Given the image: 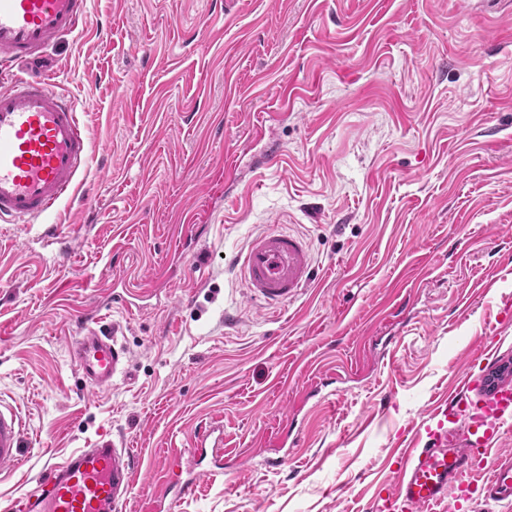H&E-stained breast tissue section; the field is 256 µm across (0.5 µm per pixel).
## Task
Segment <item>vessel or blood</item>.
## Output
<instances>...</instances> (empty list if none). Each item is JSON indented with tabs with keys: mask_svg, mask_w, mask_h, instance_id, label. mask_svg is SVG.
<instances>
[{
	"mask_svg": "<svg viewBox=\"0 0 512 512\" xmlns=\"http://www.w3.org/2000/svg\"><path fill=\"white\" fill-rule=\"evenodd\" d=\"M90 0H0V62L38 60L63 35L76 32ZM94 145L75 108L47 78H17L0 89V220L31 224L86 183ZM240 275L252 299L278 308L311 283L312 252L305 236L266 231L239 255ZM68 357L86 384L100 391L126 372L128 348L90 323L70 337ZM472 381L430 411L429 442L410 440L395 479L381 487L373 512H435L453 502L468 512L478 502H512V450L504 448L512 421V383L471 398ZM22 424L14 408L0 404V465L21 459ZM499 449L494 464L485 456ZM224 450V427L196 428L187 447L169 451L168 475L177 489L168 505L193 497L197 479L186 478L206 451ZM137 477L125 443L80 448L47 462L34 490L12 501L11 512H123Z\"/></svg>",
	"mask_w": 512,
	"mask_h": 512,
	"instance_id": "b4317fda",
	"label": "vessel or blood"
}]
</instances>
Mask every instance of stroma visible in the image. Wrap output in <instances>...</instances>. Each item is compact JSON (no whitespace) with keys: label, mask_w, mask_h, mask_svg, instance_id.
I'll use <instances>...</instances> for the list:
<instances>
[{"label":"stroma","mask_w":512,"mask_h":512,"mask_svg":"<svg viewBox=\"0 0 512 512\" xmlns=\"http://www.w3.org/2000/svg\"><path fill=\"white\" fill-rule=\"evenodd\" d=\"M45 63L97 194L0 223V402L24 420L0 512L120 438L148 512L213 420L227 466L178 512H369L464 375L512 379V0H91ZM267 230L312 248L277 310L231 265ZM86 310L131 352L106 393L66 353ZM288 421L305 437L276 447Z\"/></svg>","instance_id":"obj_1"}]
</instances>
